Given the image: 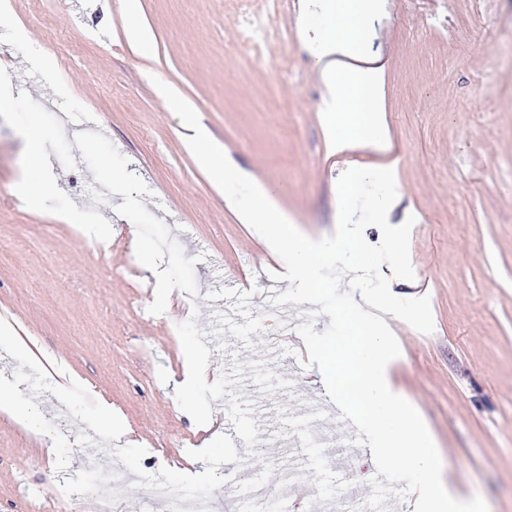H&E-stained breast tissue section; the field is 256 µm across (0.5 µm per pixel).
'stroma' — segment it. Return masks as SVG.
<instances>
[{
    "mask_svg": "<svg viewBox=\"0 0 512 512\" xmlns=\"http://www.w3.org/2000/svg\"><path fill=\"white\" fill-rule=\"evenodd\" d=\"M7 2L0 385L47 432L0 404V512H173L158 486L226 512L243 464L284 510L302 496L311 512H370L371 454L349 446L353 427L318 368L299 364L304 341L272 339L306 307L271 304L288 288L282 260L197 165L157 78L309 238L334 233L347 169L396 162L388 221L416 218L415 278L391 290L429 297L434 331L386 316L401 349L391 379L432 434L447 490L512 512V0H385L372 44L386 63L385 155L332 154L313 32L290 0L274 13L270 0L244 12L234 0H134L148 58L127 38L121 0ZM251 21L270 32L259 53L240 37ZM36 50L54 58V79ZM35 126L40 169L28 161ZM74 210L82 225L68 223ZM190 351L204 383L181 393ZM308 447L350 463V478L313 464L304 486L284 482ZM92 477L107 498L75 494Z\"/></svg>",
    "mask_w": 512,
    "mask_h": 512,
    "instance_id": "35a3bbf8",
    "label": "stroma"
}]
</instances>
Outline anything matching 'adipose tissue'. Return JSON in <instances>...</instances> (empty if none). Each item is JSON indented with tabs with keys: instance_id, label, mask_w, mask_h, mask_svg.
<instances>
[{
	"instance_id": "1",
	"label": "adipose tissue",
	"mask_w": 512,
	"mask_h": 512,
	"mask_svg": "<svg viewBox=\"0 0 512 512\" xmlns=\"http://www.w3.org/2000/svg\"><path fill=\"white\" fill-rule=\"evenodd\" d=\"M381 0H306L302 23L325 25L312 53L330 90L325 103L333 152L386 151L380 112V54L369 51L368 34Z\"/></svg>"
}]
</instances>
